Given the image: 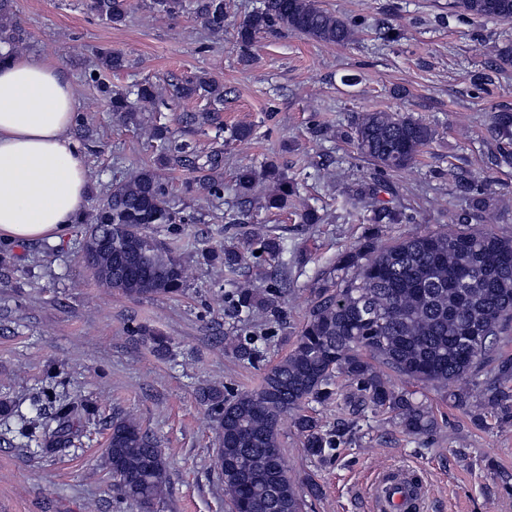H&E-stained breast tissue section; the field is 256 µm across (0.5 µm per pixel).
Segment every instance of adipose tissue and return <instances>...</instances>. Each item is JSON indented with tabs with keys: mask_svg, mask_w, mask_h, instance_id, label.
<instances>
[{
	"mask_svg": "<svg viewBox=\"0 0 512 512\" xmlns=\"http://www.w3.org/2000/svg\"><path fill=\"white\" fill-rule=\"evenodd\" d=\"M76 105L61 61H0V240H55L81 215L89 171L69 134Z\"/></svg>",
	"mask_w": 512,
	"mask_h": 512,
	"instance_id": "ef3b65f1",
	"label": "adipose tissue"
}]
</instances>
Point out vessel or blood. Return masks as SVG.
<instances>
[{"mask_svg": "<svg viewBox=\"0 0 512 512\" xmlns=\"http://www.w3.org/2000/svg\"><path fill=\"white\" fill-rule=\"evenodd\" d=\"M424 498V485L413 470L387 468L376 475L371 509L372 512H419Z\"/></svg>", "mask_w": 512, "mask_h": 512, "instance_id": "vessel-or-blood-1", "label": "vessel or blood"}]
</instances>
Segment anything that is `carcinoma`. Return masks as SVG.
Returning <instances> with one entry per match:
<instances>
[{
	"mask_svg": "<svg viewBox=\"0 0 512 512\" xmlns=\"http://www.w3.org/2000/svg\"><path fill=\"white\" fill-rule=\"evenodd\" d=\"M448 7L484 16L482 0H450ZM91 12L109 24H123L128 0H89ZM227 0H196L195 13L208 29L224 31ZM150 10L174 17L183 0H151ZM279 27L318 42L342 45L355 38L357 25L322 9L318 0H263L262 6L237 26L244 46L257 35ZM28 32L16 19L12 0H0V46L12 53L26 43ZM129 66L127 57L95 52L86 80L107 102L112 115L125 125H137L139 113L159 111L165 104L149 81L128 87L102 78ZM183 99L224 104V84L201 74L175 86ZM498 134L512 137V113L494 115ZM74 130L86 145L95 142L89 122L80 112ZM155 144L159 167L140 168L129 179L112 185L91 214L83 243L84 260L104 287L132 299L178 294L186 284V269L177 250L153 233L160 224H180L183 217L169 203V184L160 170L177 167L203 172L198 190L207 197H224L222 153H207L189 140L171 136L158 121L146 130ZM434 130L420 120L393 112L360 114L354 124L357 151L382 172L397 173L418 162ZM265 183L269 209H282L300 197L298 187L277 166L257 172L244 168L236 175L242 197ZM458 192L468 197L469 211L450 218L463 228L403 237L381 246L366 238L341 252L326 282L314 288L307 318L288 354L267 369L259 388L227 397L217 387L200 394L214 413L220 438L219 458L224 495L232 512H302L303 493L287 476L280 436L292 420L312 456L336 447V439L306 414L307 404H324L339 395L335 378L359 385L354 406L383 409L407 434L424 436L437 426L428 406L395 381L431 382L455 386L486 373L483 407L501 418H512V359L494 356L497 343L512 331V238L487 225L496 200L486 183L456 174ZM412 217L385 208L374 212L376 224L408 223ZM205 261L228 273L245 259L238 248L213 247ZM270 300L249 283L237 286L233 307L251 313ZM234 354L253 361L258 350L249 339L230 340ZM76 407L66 402L51 422L41 426L42 444L66 445L74 432ZM105 464L118 480L123 496L149 509L167 490L162 451L134 418L112 422Z\"/></svg>",
	"mask_w": 512,
	"mask_h": 512,
	"instance_id": "cac0c4a2",
	"label": "carcinoma"
}]
</instances>
